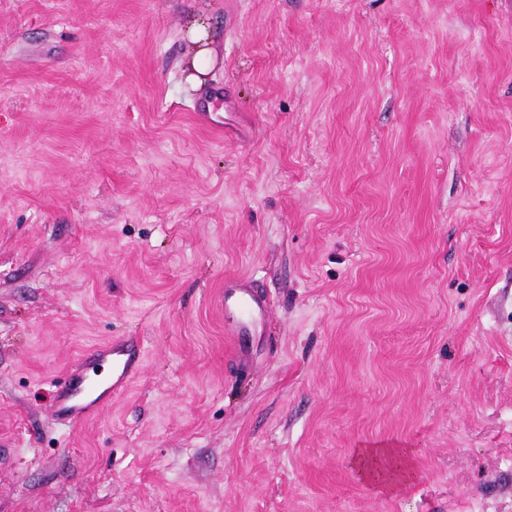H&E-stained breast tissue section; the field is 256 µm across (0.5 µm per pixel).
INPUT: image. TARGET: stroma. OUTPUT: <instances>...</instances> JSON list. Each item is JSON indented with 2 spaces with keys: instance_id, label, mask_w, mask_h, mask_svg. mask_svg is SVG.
Wrapping results in <instances>:
<instances>
[{
  "instance_id": "stroma-1",
  "label": "stroma",
  "mask_w": 512,
  "mask_h": 512,
  "mask_svg": "<svg viewBox=\"0 0 512 512\" xmlns=\"http://www.w3.org/2000/svg\"><path fill=\"white\" fill-rule=\"evenodd\" d=\"M0 512H512V0H0ZM232 308L238 313L239 321L229 333L235 344L236 336H246L253 332L268 309L267 302L244 277L224 281V310ZM123 341L124 338L114 339L100 350V352L106 355H112V361L113 363L115 362V367L120 372L117 380L108 387L114 397L128 386L138 371L137 357L130 358L129 355L119 348ZM124 356L126 357L124 358ZM56 396L52 405V416L60 424L74 427L81 421L99 411V402L76 401L86 388V376L83 369L66 370L62 378L54 385ZM351 464L364 483L389 496L398 495L416 472L409 449L384 444L355 448Z\"/></svg>"
}]
</instances>
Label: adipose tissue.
Here are the masks:
<instances>
[{
	"mask_svg": "<svg viewBox=\"0 0 512 512\" xmlns=\"http://www.w3.org/2000/svg\"><path fill=\"white\" fill-rule=\"evenodd\" d=\"M351 464L364 483L389 496L398 495L411 483L415 474L409 449L384 444L355 449Z\"/></svg>",
	"mask_w": 512,
	"mask_h": 512,
	"instance_id": "1",
	"label": "adipose tissue"
}]
</instances>
